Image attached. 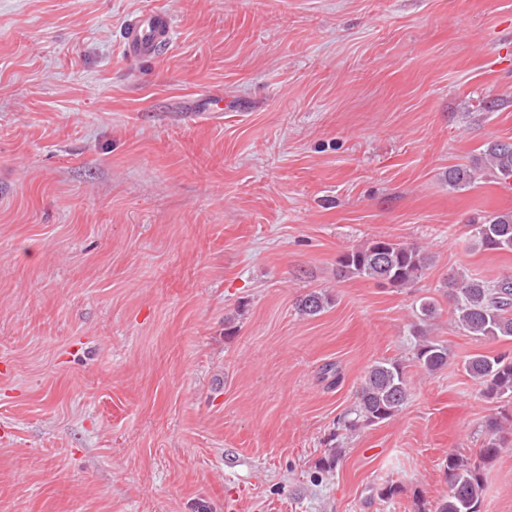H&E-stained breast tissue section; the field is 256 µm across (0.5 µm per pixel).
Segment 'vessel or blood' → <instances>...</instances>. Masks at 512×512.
<instances>
[{
	"mask_svg": "<svg viewBox=\"0 0 512 512\" xmlns=\"http://www.w3.org/2000/svg\"><path fill=\"white\" fill-rule=\"evenodd\" d=\"M174 33L171 13L148 9L127 20L122 35V50L127 58L149 59L172 44Z\"/></svg>",
	"mask_w": 512,
	"mask_h": 512,
	"instance_id": "b4317fda",
	"label": "vessel or blood"
}]
</instances>
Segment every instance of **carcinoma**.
Masks as SVG:
<instances>
[{"mask_svg": "<svg viewBox=\"0 0 512 512\" xmlns=\"http://www.w3.org/2000/svg\"><path fill=\"white\" fill-rule=\"evenodd\" d=\"M487 152L496 174L511 178L512 143L494 142ZM475 237L486 250H512V212L494 215L477 225ZM429 261V256L417 247L375 238L341 255L337 264L343 277H367L392 288H405L421 278ZM446 288L457 322L467 333L484 339L512 337V278L487 281L464 275L449 280ZM326 303L325 296L311 293L302 300L301 311L316 315ZM437 311L435 303H421L413 329V335L419 338L415 362L429 372L445 368L450 359L448 346L424 338L427 321L434 319ZM463 366L485 398H512V356L473 354ZM407 399L405 366L398 361H380L368 371L357 393V406L343 417L342 427L353 430L384 422L394 417ZM486 430L488 437L477 458L448 454V497L438 503L436 512H481L484 465L498 455L505 440L502 420L488 419Z\"/></svg>", "mask_w": 512, "mask_h": 512, "instance_id": "1", "label": "carcinoma"}]
</instances>
